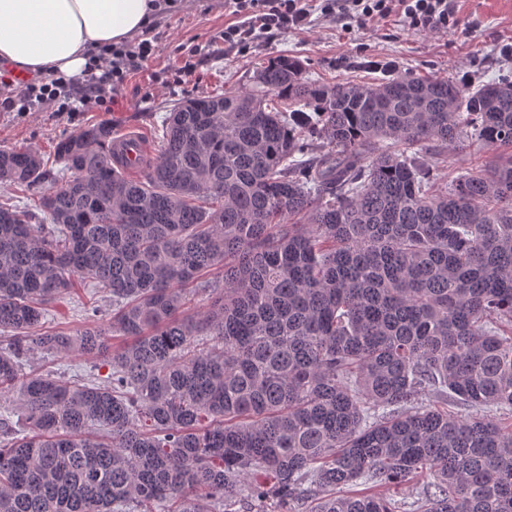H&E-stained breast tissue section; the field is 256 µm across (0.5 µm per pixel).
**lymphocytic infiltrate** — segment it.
I'll return each mask as SVG.
<instances>
[{"mask_svg": "<svg viewBox=\"0 0 512 512\" xmlns=\"http://www.w3.org/2000/svg\"><path fill=\"white\" fill-rule=\"evenodd\" d=\"M238 16V23L224 29V47L245 46L255 33L301 30L311 23L313 12L336 21L361 24L396 15L409 29L445 33L456 29L461 20L455 0H224ZM157 51L153 40L103 46L99 61L82 77L56 76L50 81L27 82L0 78V109L7 112L61 114L80 111L88 104L103 110L112 107V95L132 71L147 63Z\"/></svg>", "mask_w": 512, "mask_h": 512, "instance_id": "obj_1", "label": "lymphocytic infiltrate"}]
</instances>
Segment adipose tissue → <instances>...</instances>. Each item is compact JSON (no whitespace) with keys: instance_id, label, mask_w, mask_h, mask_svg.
Wrapping results in <instances>:
<instances>
[{"instance_id":"obj_1","label":"adipose tissue","mask_w":512,"mask_h":512,"mask_svg":"<svg viewBox=\"0 0 512 512\" xmlns=\"http://www.w3.org/2000/svg\"><path fill=\"white\" fill-rule=\"evenodd\" d=\"M152 0H0V63L15 75H81L97 50L133 40Z\"/></svg>"}]
</instances>
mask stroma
Masks as SVG:
<instances>
[{
	"label": "stroma",
	"instance_id": "35a3bbf8",
	"mask_svg": "<svg viewBox=\"0 0 512 512\" xmlns=\"http://www.w3.org/2000/svg\"><path fill=\"white\" fill-rule=\"evenodd\" d=\"M460 17L475 24V31L451 30L447 34L408 29L393 16L364 26L341 27L335 20L314 14L305 30L262 35L247 47L225 52L223 33L236 16L224 0H177L172 11L156 14L152 33L158 54L143 68L132 72L114 96L111 111L88 107L72 118L53 112L0 111V146L31 148L53 158L59 137L77 133L85 124L105 121L114 133L137 132L157 143L162 121L177 103L192 96L253 88V77L262 62L293 56L304 62L310 79L321 82H369L381 77L383 67L393 65L421 76L448 73L486 82L499 72L512 73V0H457ZM193 59V82L168 80L160 84L156 74ZM83 287L72 289L49 308V326L76 332L105 323L112 304L101 298V314L85 316Z\"/></svg>",
	"mask_w": 512,
	"mask_h": 512
}]
</instances>
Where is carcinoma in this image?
<instances>
[{
  "instance_id": "carcinoma-1",
  "label": "carcinoma",
  "mask_w": 512,
  "mask_h": 512,
  "mask_svg": "<svg viewBox=\"0 0 512 512\" xmlns=\"http://www.w3.org/2000/svg\"><path fill=\"white\" fill-rule=\"evenodd\" d=\"M162 132L139 178L107 123L58 169L0 146L35 196L0 201V397L29 425L0 405V512H512V81L331 85L283 56ZM470 140L494 163L437 184ZM85 280L112 319L46 327ZM30 361L31 368L53 372L55 377L64 381L72 380L75 378L74 375L78 374L82 368L89 370L93 364V360L90 358L79 355L55 358L54 361L35 355Z\"/></svg>"
}]
</instances>
